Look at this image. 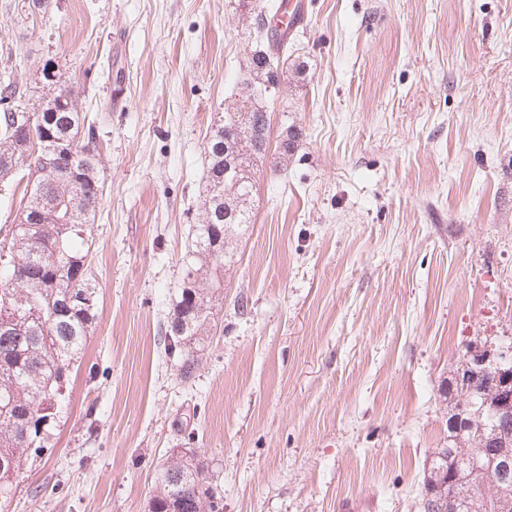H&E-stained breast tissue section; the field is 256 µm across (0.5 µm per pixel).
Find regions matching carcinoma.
I'll list each match as a JSON object with an SVG mask.
<instances>
[{
    "mask_svg": "<svg viewBox=\"0 0 512 512\" xmlns=\"http://www.w3.org/2000/svg\"><path fill=\"white\" fill-rule=\"evenodd\" d=\"M254 12L248 35L255 47L239 79L238 97L224 105V116L209 133L204 146L206 180L201 200L202 222L194 225V238L182 258V283L164 324L165 353L179 362V375L191 379L214 320L207 274L224 268V249L235 228L253 223L247 206L253 192L250 172L257 156L273 154L275 167L288 164L294 136L284 134L270 150L271 115L250 98L279 96L281 75L297 77L306 62L293 56L288 39L269 26V15L278 12V0H240ZM16 103V87L0 85V167L15 162L35 171L67 176L45 186L41 206L28 198L24 208L36 216L34 224H14L10 237L0 241V319L17 322L13 332L0 331V512L10 501L13 479L29 452L47 447L51 425L68 404L71 366L93 332L96 320L95 288L91 283L84 248L88 224L101 200L95 133L86 115L78 111L35 112L28 143L18 144L7 130L25 120ZM233 156L240 171L229 176L225 160ZM504 405L498 427L512 431V393L493 396ZM508 468L492 473H473L456 448H443L432 460L423 485L432 487L434 503L428 512H444L442 488L450 472L470 483L472 494L461 500L458 512H485L487 494L480 485L489 483L500 500H512V441L501 449ZM223 500L208 465L200 457L174 454L157 473L149 512H215L211 499Z\"/></svg>",
    "mask_w": 512,
    "mask_h": 512,
    "instance_id": "1",
    "label": "carcinoma"
}]
</instances>
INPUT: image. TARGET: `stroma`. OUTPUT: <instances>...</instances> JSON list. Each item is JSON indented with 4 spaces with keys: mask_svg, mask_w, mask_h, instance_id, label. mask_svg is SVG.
Returning a JSON list of instances; mask_svg holds the SVG:
<instances>
[{
    "mask_svg": "<svg viewBox=\"0 0 512 512\" xmlns=\"http://www.w3.org/2000/svg\"><path fill=\"white\" fill-rule=\"evenodd\" d=\"M238 0H0V82L76 90L103 196L97 319L9 512H148L198 449L224 512H420L467 348L512 345V0H305L216 327L160 325L202 220L204 140L246 68Z\"/></svg>",
    "mask_w": 512,
    "mask_h": 512,
    "instance_id": "obj_1",
    "label": "stroma"
}]
</instances>
